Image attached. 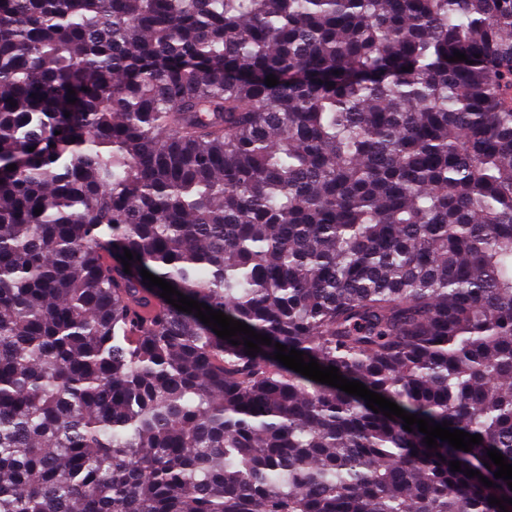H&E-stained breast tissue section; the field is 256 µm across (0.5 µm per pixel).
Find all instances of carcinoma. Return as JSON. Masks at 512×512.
<instances>
[{"label":"carcinoma","instance_id":"obj_1","mask_svg":"<svg viewBox=\"0 0 512 512\" xmlns=\"http://www.w3.org/2000/svg\"><path fill=\"white\" fill-rule=\"evenodd\" d=\"M277 342L482 442L430 449ZM489 449L512 0H0V512H500Z\"/></svg>","mask_w":512,"mask_h":512}]
</instances>
